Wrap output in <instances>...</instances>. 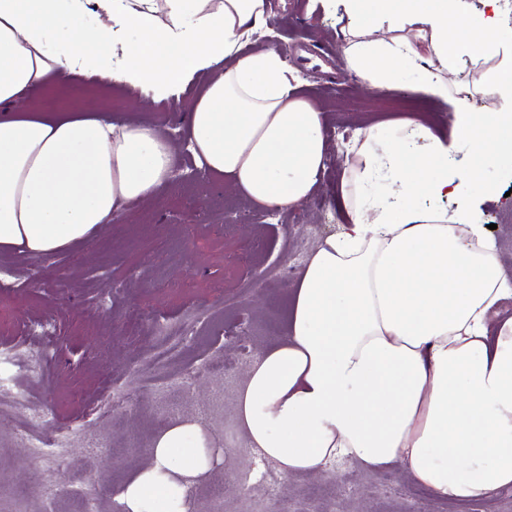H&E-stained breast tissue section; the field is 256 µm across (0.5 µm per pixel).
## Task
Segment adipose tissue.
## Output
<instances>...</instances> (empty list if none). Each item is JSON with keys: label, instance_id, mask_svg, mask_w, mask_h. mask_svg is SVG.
I'll return each instance as SVG.
<instances>
[{"label": "adipose tissue", "instance_id": "ef3b65f1", "mask_svg": "<svg viewBox=\"0 0 512 512\" xmlns=\"http://www.w3.org/2000/svg\"><path fill=\"white\" fill-rule=\"evenodd\" d=\"M86 1L0 0V253L63 252L172 181L175 147L157 125L113 118L78 91L37 111L34 90L78 77L176 104L210 74L181 128L195 165L272 210L318 189L322 112L278 50L244 49L271 21L269 0H94L93 26ZM481 2L322 0L344 23L350 70L387 90L413 71L453 130L405 118L354 144L337 201L345 223L307 257L284 336L236 393L247 447L285 477L348 460L405 465L458 502L512 486V316L501 313L512 279L471 203L496 192L487 167L512 165V26L501 0ZM481 60L492 112L473 111L457 80ZM448 195L461 200L451 213L419 204ZM150 456L118 494L122 512H193L191 489L218 460L200 424L170 423Z\"/></svg>", "mask_w": 512, "mask_h": 512}]
</instances>
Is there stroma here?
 I'll return each instance as SVG.
<instances>
[{
  "mask_svg": "<svg viewBox=\"0 0 512 512\" xmlns=\"http://www.w3.org/2000/svg\"><path fill=\"white\" fill-rule=\"evenodd\" d=\"M270 2L273 26L291 35L285 63L327 116L320 190L261 217L207 173L125 206L119 222L63 256L0 255L16 280L0 288V342L19 352L16 361H0V375L14 381L0 402V506L8 512H45L41 488L50 475L59 489L56 512H83L86 497L112 512L128 478L148 463L155 434L184 417L198 420L224 451L192 491L195 512H512V492L459 503L417 485L398 465L368 473L346 461L288 480L268 461L250 489L238 486L256 455L244 446L234 397L253 359L284 334L290 275L344 221L336 195L353 138L376 122L414 115L435 132L452 126L447 106L411 91L412 73H398L399 89L378 90L350 71L341 25L319 0ZM205 80L193 77L176 106L146 103L139 90L110 81L90 80L85 89L116 117L159 121L176 140ZM487 176L497 192L478 208L512 274V173L491 168ZM134 310L157 311L176 332L187 315L201 320L191 340L169 353L153 322L130 326ZM37 321L52 324L53 339L33 335ZM42 407L54 415L51 431L70 434L63 459L33 458L18 438L26 416ZM98 437L111 440L110 453L92 447Z\"/></svg>",
  "mask_w": 512,
  "mask_h": 512,
  "instance_id": "stroma-1",
  "label": "stroma"
}]
</instances>
